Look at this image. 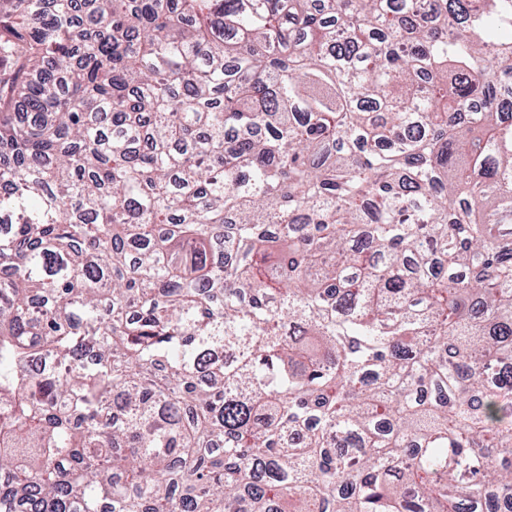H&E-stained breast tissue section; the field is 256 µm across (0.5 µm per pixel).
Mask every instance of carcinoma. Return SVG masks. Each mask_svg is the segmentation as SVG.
<instances>
[{"label":"carcinoma","mask_w":512,"mask_h":512,"mask_svg":"<svg viewBox=\"0 0 512 512\" xmlns=\"http://www.w3.org/2000/svg\"><path fill=\"white\" fill-rule=\"evenodd\" d=\"M0 512L512 502V0H0Z\"/></svg>","instance_id":"obj_1"}]
</instances>
